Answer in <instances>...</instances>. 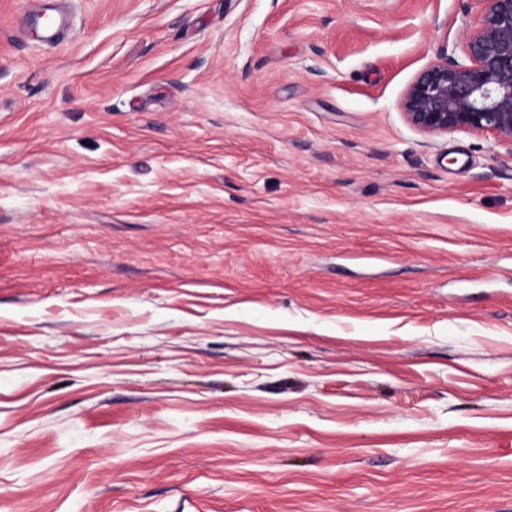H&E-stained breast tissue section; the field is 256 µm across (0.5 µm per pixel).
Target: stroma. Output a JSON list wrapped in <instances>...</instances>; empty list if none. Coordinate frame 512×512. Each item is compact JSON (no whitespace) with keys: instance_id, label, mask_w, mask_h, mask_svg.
Listing matches in <instances>:
<instances>
[{"instance_id":"1","label":"stroma","mask_w":512,"mask_h":512,"mask_svg":"<svg viewBox=\"0 0 512 512\" xmlns=\"http://www.w3.org/2000/svg\"><path fill=\"white\" fill-rule=\"evenodd\" d=\"M0 0V512H512V150L401 101L481 0ZM50 17V14L26 15L24 26L29 27L28 30L35 31L46 43H52L59 34L60 26L56 29V18L50 19Z\"/></svg>"}]
</instances>
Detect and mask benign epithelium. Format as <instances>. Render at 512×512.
Listing matches in <instances>:
<instances>
[{
  "mask_svg": "<svg viewBox=\"0 0 512 512\" xmlns=\"http://www.w3.org/2000/svg\"><path fill=\"white\" fill-rule=\"evenodd\" d=\"M466 60L440 51L407 89V122L425 135L462 131L512 145V0H481Z\"/></svg>",
  "mask_w": 512,
  "mask_h": 512,
  "instance_id": "benign-epithelium-1",
  "label": "benign epithelium"
}]
</instances>
